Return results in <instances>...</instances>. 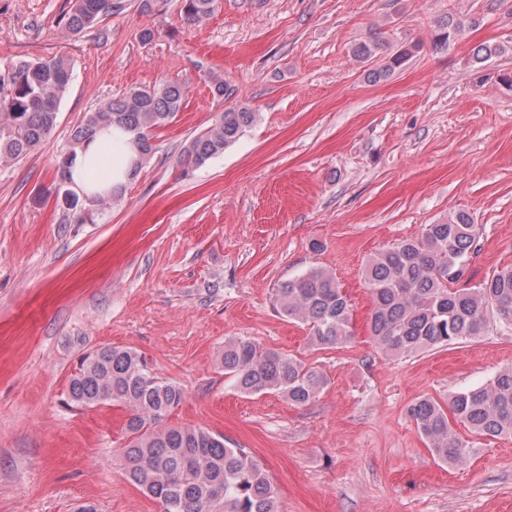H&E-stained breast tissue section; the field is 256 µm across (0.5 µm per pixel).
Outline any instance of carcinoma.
<instances>
[{
    "instance_id": "1",
    "label": "carcinoma",
    "mask_w": 512,
    "mask_h": 512,
    "mask_svg": "<svg viewBox=\"0 0 512 512\" xmlns=\"http://www.w3.org/2000/svg\"><path fill=\"white\" fill-rule=\"evenodd\" d=\"M109 2L69 0L61 22L74 35L96 28L124 10ZM178 2L181 19L195 25L212 15L217 0ZM462 27L460 20L448 15L437 24L434 46H448ZM384 48L377 36L353 48L358 58L379 61L370 72L375 79L395 73L417 51L409 45L385 55ZM71 75V63L57 56L19 60L0 69V94L6 93L0 99L1 165L20 161L48 142ZM186 95V87L176 82L132 88L72 127L52 193L73 212L76 223L94 222L97 212L120 203L125 192L123 185L90 195L73 190L78 152L103 131H119L140 150L139 159L131 164V175H136L152 152V132L180 112ZM254 120L255 113L245 108L219 113L191 141L187 163L200 167L224 153ZM476 241V225L462 211L444 223L425 225L420 237L398 241L373 257L366 270L372 298L370 334L386 356L463 344L484 335L492 317L512 331V267L469 285ZM275 301L288 320L309 330L308 341L317 350L334 348L351 336L347 294L336 276L324 269L314 268L281 283ZM223 367L239 392L278 393L297 405L311 402L327 385L318 367L240 338L224 341ZM185 397L183 387L157 376L136 352L110 346L86 357L69 381V399L77 406L117 401L127 408L130 440L123 453L128 478L159 503L161 512H279L274 484L247 449L231 448L224 436L200 427H157ZM410 416L433 455L463 465L473 445L459 428L485 438L512 436V367L485 384L454 393L446 404L423 398L410 407Z\"/></svg>"
}]
</instances>
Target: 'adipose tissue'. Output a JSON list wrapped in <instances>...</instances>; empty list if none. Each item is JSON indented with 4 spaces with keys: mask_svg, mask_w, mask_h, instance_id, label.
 Wrapping results in <instances>:
<instances>
[{
    "mask_svg": "<svg viewBox=\"0 0 512 512\" xmlns=\"http://www.w3.org/2000/svg\"><path fill=\"white\" fill-rule=\"evenodd\" d=\"M123 135L104 132L79 153L73 168L78 189L91 186L109 188L122 183L130 169L132 154Z\"/></svg>",
    "mask_w": 512,
    "mask_h": 512,
    "instance_id": "1",
    "label": "adipose tissue"
}]
</instances>
